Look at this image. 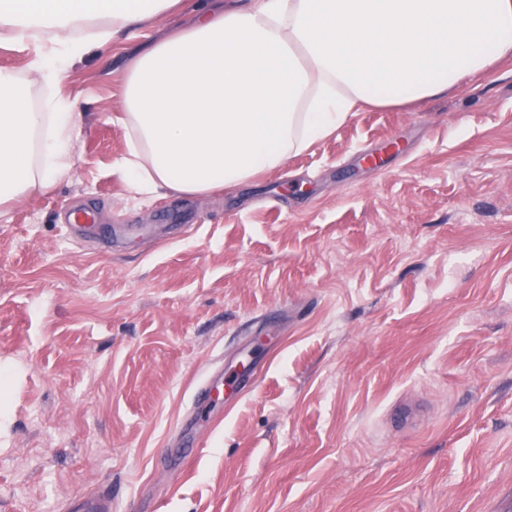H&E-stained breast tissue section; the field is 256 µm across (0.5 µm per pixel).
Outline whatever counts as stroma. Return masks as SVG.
Returning <instances> with one entry per match:
<instances>
[{"instance_id": "1", "label": "stroma", "mask_w": 512, "mask_h": 512, "mask_svg": "<svg viewBox=\"0 0 512 512\" xmlns=\"http://www.w3.org/2000/svg\"><path fill=\"white\" fill-rule=\"evenodd\" d=\"M189 19L72 62L76 163L0 209V512H512V60L157 198L112 170L121 86Z\"/></svg>"}]
</instances>
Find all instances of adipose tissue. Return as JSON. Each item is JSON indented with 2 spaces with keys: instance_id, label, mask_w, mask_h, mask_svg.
I'll return each instance as SVG.
<instances>
[{
  "instance_id": "obj_1",
  "label": "adipose tissue",
  "mask_w": 512,
  "mask_h": 512,
  "mask_svg": "<svg viewBox=\"0 0 512 512\" xmlns=\"http://www.w3.org/2000/svg\"><path fill=\"white\" fill-rule=\"evenodd\" d=\"M185 0H0V25L32 42L0 71V208L52 192L76 161L81 115L67 64ZM512 60V0H225L135 52L123 86L127 153L113 170L154 195L206 196L285 167L367 106L448 95Z\"/></svg>"
}]
</instances>
